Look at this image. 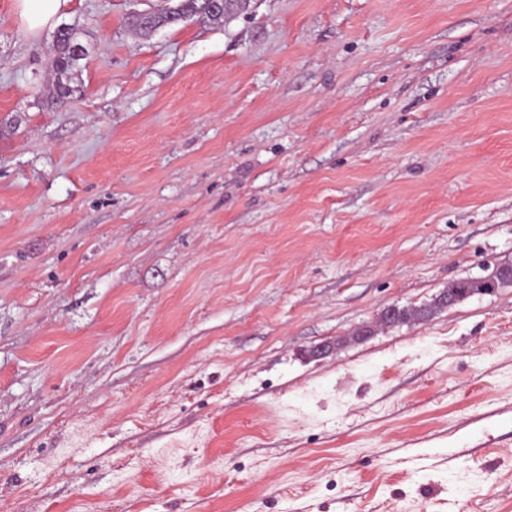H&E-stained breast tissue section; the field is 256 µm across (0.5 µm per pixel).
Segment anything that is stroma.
I'll return each instance as SVG.
<instances>
[{
	"label": "stroma",
	"instance_id": "1",
	"mask_svg": "<svg viewBox=\"0 0 512 512\" xmlns=\"http://www.w3.org/2000/svg\"><path fill=\"white\" fill-rule=\"evenodd\" d=\"M137 8L0 0V512H512V287L350 339L512 263V0ZM70 0H15V14L22 27L35 33L56 23ZM182 5V8L199 18V15H203L204 21H211L213 23H220L224 20V13L220 10L213 11L206 0H176V3L172 6ZM60 31H66L65 25L59 27L55 35ZM75 44L84 46L80 40V32L71 26L68 27L65 33H61L58 38L54 40L53 59L56 77L49 89L52 103L55 102V104L62 105L74 92L70 83L74 73L80 67V61L87 56H76L72 49V46Z\"/></svg>",
	"mask_w": 512,
	"mask_h": 512
}]
</instances>
